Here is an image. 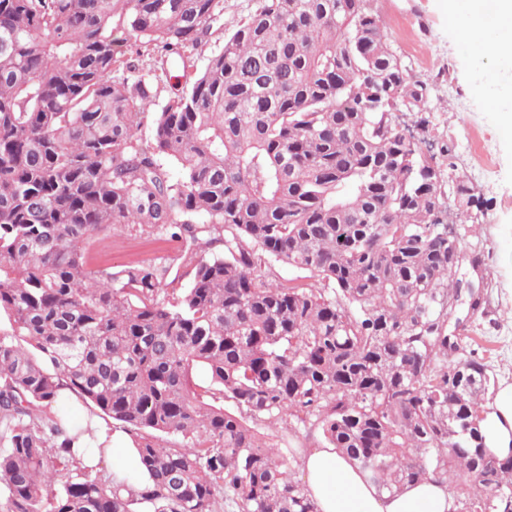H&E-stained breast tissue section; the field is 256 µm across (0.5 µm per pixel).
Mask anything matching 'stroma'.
<instances>
[{"instance_id": "35a3bbf8", "label": "stroma", "mask_w": 512, "mask_h": 512, "mask_svg": "<svg viewBox=\"0 0 512 512\" xmlns=\"http://www.w3.org/2000/svg\"><path fill=\"white\" fill-rule=\"evenodd\" d=\"M445 0H377L393 49L412 75L427 81L431 109L421 136L426 143H453L455 162L487 203L477 232H466L465 250H478L488 269L487 318L468 334L487 342L484 361L494 385L512 383V129L502 127L477 84L493 70L492 57L474 58L451 33ZM491 163V177L479 169ZM178 245L130 229L103 232L87 249L91 268L172 259Z\"/></svg>"}]
</instances>
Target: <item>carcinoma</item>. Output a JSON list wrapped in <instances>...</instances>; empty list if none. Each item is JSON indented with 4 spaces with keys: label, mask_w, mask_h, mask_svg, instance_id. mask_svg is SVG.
<instances>
[{
    "label": "carcinoma",
    "mask_w": 512,
    "mask_h": 512,
    "mask_svg": "<svg viewBox=\"0 0 512 512\" xmlns=\"http://www.w3.org/2000/svg\"><path fill=\"white\" fill-rule=\"evenodd\" d=\"M427 111L374 0H256L228 32L224 0H0V512H317L260 430L288 417L381 491L434 477L512 512L466 335L485 268L451 227L483 203L399 121ZM121 226L179 254L88 267ZM64 390L123 424L150 483L88 469Z\"/></svg>",
    "instance_id": "cac0c4a2"
}]
</instances>
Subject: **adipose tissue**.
I'll use <instances>...</instances> for the list:
<instances>
[{
    "label": "adipose tissue",
    "instance_id": "adipose-tissue-1",
    "mask_svg": "<svg viewBox=\"0 0 512 512\" xmlns=\"http://www.w3.org/2000/svg\"><path fill=\"white\" fill-rule=\"evenodd\" d=\"M469 4L464 11L459 0H448V17L459 41L474 44L476 55L494 56L496 67L483 77L481 89L492 110L512 127V112L504 108L505 101H512V0H495L496 14L489 25L483 20V0ZM485 427L490 452L499 457L512 454V383L501 386ZM95 436L97 445L86 449L85 463L104 455L112 460L113 474L136 485L148 481L131 443L109 437L103 426L97 427ZM302 471L318 512H452L454 508L447 485L434 478L393 494L378 491L366 474L332 447L311 449L302 460Z\"/></svg>",
    "mask_w": 512,
    "mask_h": 512
}]
</instances>
